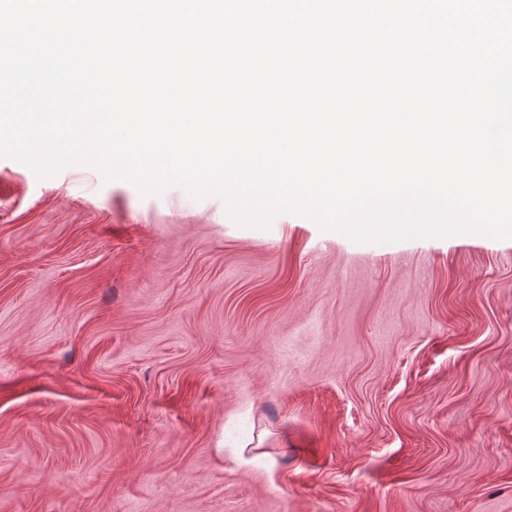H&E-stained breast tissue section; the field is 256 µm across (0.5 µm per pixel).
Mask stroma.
<instances>
[{
	"label": "stroma",
	"mask_w": 512,
	"mask_h": 512,
	"mask_svg": "<svg viewBox=\"0 0 512 512\" xmlns=\"http://www.w3.org/2000/svg\"><path fill=\"white\" fill-rule=\"evenodd\" d=\"M0 512H512V239L0 158Z\"/></svg>",
	"instance_id": "obj_1"
}]
</instances>
